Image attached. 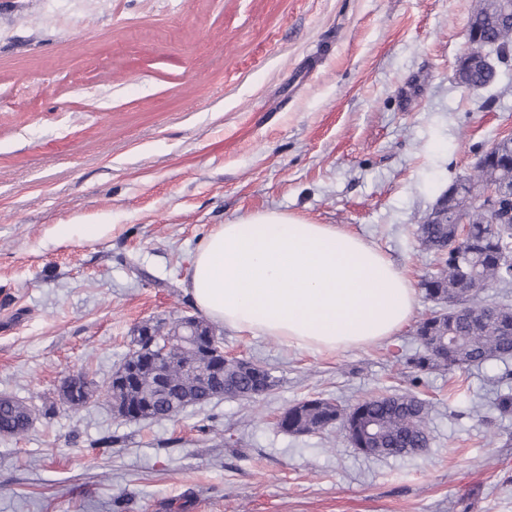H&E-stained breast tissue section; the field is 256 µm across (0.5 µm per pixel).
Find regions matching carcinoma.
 I'll return each mask as SVG.
<instances>
[{
	"label": "carcinoma",
	"instance_id": "carcinoma-1",
	"mask_svg": "<svg viewBox=\"0 0 512 512\" xmlns=\"http://www.w3.org/2000/svg\"><path fill=\"white\" fill-rule=\"evenodd\" d=\"M469 24L480 29L492 41L496 54L512 50V25L495 29L486 27L479 13L471 15ZM453 231L451 224H421L417 229L421 246L435 254L439 272L422 280L421 287L431 301L442 309L422 319L416 329L418 345L406 364L419 374L434 370L450 373L491 360L512 357V308L504 305L492 313L472 311L456 315L445 308L448 297L459 295L458 303L472 289L491 282L512 283V266L504 254L512 243V233L492 224H475L467 241L457 254L448 256V267L438 257ZM454 329L453 336L441 337ZM216 357L199 347L184 351L172 343L164 354L156 348L136 344L135 370L122 379H110L104 387L112 410H137L142 420H167L187 407L232 392L242 398H254L274 386L265 366L240 359L222 367L214 366ZM76 391L65 405L71 409L89 405V388L96 381L82 371L74 375ZM490 408L501 417H512V391L499 392ZM31 408L12 397H0V435L23 436L31 428ZM340 423L346 428V439L354 448L373 443L387 449L389 457H407L429 446V407L426 401L410 391L372 398L343 408L322 398L303 400L281 414L279 426L292 434H309Z\"/></svg>",
	"mask_w": 512,
	"mask_h": 512
}]
</instances>
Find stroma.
I'll return each mask as SVG.
<instances>
[{
  "instance_id": "obj_1",
  "label": "stroma",
  "mask_w": 512,
  "mask_h": 512,
  "mask_svg": "<svg viewBox=\"0 0 512 512\" xmlns=\"http://www.w3.org/2000/svg\"><path fill=\"white\" fill-rule=\"evenodd\" d=\"M476 4L0 0V395L35 413L0 436V512H512V418L488 405L512 363L418 382L405 363L437 308L414 231L512 134V61L478 90L457 79ZM270 210L389 257L418 286L405 328L317 351L220 324L226 351L270 368L266 394L161 421L60 404L71 374L110 380L136 325L196 314L197 247ZM408 389L431 407L416 455L278 425L305 399Z\"/></svg>"
}]
</instances>
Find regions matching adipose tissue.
I'll use <instances>...</instances> for the list:
<instances>
[{"label": "adipose tissue", "instance_id": "obj_1", "mask_svg": "<svg viewBox=\"0 0 512 512\" xmlns=\"http://www.w3.org/2000/svg\"><path fill=\"white\" fill-rule=\"evenodd\" d=\"M189 288L231 330L316 349L396 335L415 304L412 281L370 243L279 211L216 228L192 257Z\"/></svg>", "mask_w": 512, "mask_h": 512}]
</instances>
